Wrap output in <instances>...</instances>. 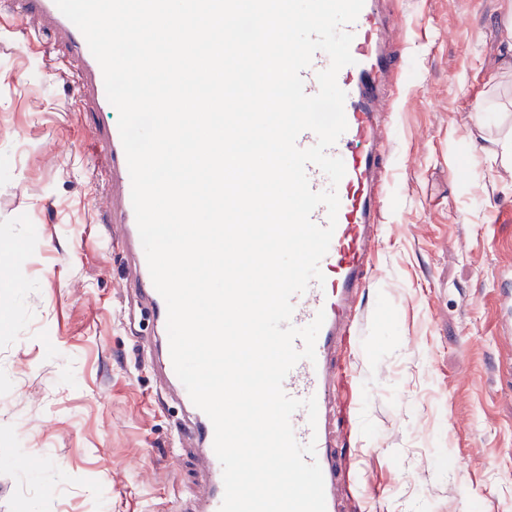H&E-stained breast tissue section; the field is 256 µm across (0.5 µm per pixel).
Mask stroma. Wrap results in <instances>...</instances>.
<instances>
[{"instance_id":"35a3bbf8","label":"stroma","mask_w":512,"mask_h":512,"mask_svg":"<svg viewBox=\"0 0 512 512\" xmlns=\"http://www.w3.org/2000/svg\"><path fill=\"white\" fill-rule=\"evenodd\" d=\"M507 0H380L397 67L361 325L338 361L353 405L345 512H512ZM0 13V512H186L204 473L151 359L126 259L103 237L107 116L74 106L53 38ZM468 475H460V464ZM503 286L499 289L497 304L501 318L497 324V335L504 341L512 342V269L508 267L499 274Z\"/></svg>"}]
</instances>
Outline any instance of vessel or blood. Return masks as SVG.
Listing matches in <instances>:
<instances>
[{
    "label": "vessel or blood",
    "mask_w": 512,
    "mask_h": 512,
    "mask_svg": "<svg viewBox=\"0 0 512 512\" xmlns=\"http://www.w3.org/2000/svg\"><path fill=\"white\" fill-rule=\"evenodd\" d=\"M13 13L40 19L66 50V62L74 77L73 94L80 104L110 113V121L100 131L110 162L112 191L107 210L113 230L129 255L127 285L145 304L159 340L157 360L162 382L171 388L183 405L178 433L196 440L203 454L207 473L196 499L197 512H219L223 501L222 467L213 448L214 428L208 416L197 408L177 377L167 338V306L156 290L147 266L131 199V178L120 137L118 121L112 116L101 67L92 55L80 30L58 9L55 0H0ZM384 22L375 8V0H365L357 20L349 24L353 35L350 46L354 62L343 67L337 82L346 93L347 129L329 148V155L341 158L346 173L339 182L340 206L337 224L327 254L320 262L324 283H310L304 293L294 295L291 323L309 325L317 313H324V323L315 343V360L299 361L283 382L284 392L293 398H315L316 423H309L305 409L296 410L290 422L298 443L315 442V459L324 476L326 512H342L344 484L337 458L336 437L329 421L336 392V353L339 340L353 326L351 302L369 282L367 259L374 250L373 228L378 218L375 196L377 178L382 170L381 148L387 139L382 115L391 111V96L383 92L382 83L393 68L391 57L382 48ZM330 65L329 56L316 52L301 76L304 90L318 91L317 74ZM497 304L501 318L497 334L512 342V269H504Z\"/></svg>",
    "instance_id": "obj_1"
}]
</instances>
